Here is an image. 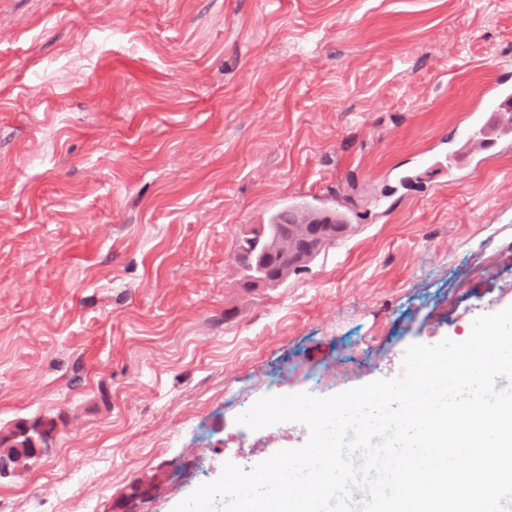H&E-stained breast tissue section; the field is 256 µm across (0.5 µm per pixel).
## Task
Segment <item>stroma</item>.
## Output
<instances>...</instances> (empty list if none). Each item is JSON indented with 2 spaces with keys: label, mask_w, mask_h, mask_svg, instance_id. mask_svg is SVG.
<instances>
[{
  "label": "stroma",
  "mask_w": 512,
  "mask_h": 512,
  "mask_svg": "<svg viewBox=\"0 0 512 512\" xmlns=\"http://www.w3.org/2000/svg\"><path fill=\"white\" fill-rule=\"evenodd\" d=\"M512 0H0V475L13 512H173L297 448L269 395L401 376L512 305ZM410 181H403V174ZM346 221L278 288L243 231ZM486 110L493 112L497 119H507L506 127L509 129L512 112V83L508 80L498 81L486 97ZM287 207H282L276 211L271 224H261L262 233L254 231L252 235L246 233L240 237L237 243L235 261L242 273L243 287L249 288L252 284L255 287L257 286L255 282L263 278L260 266L250 262L247 256L250 253L265 256L278 236L287 230V226L290 224H280L283 217L288 215V211H283Z\"/></svg>",
  "instance_id": "obj_1"
}]
</instances>
